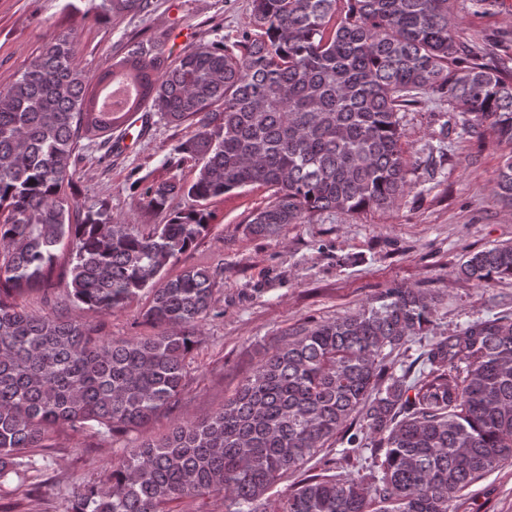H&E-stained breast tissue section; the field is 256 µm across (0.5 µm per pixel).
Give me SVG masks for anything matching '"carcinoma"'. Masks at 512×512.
<instances>
[{
    "label": "carcinoma",
    "mask_w": 512,
    "mask_h": 512,
    "mask_svg": "<svg viewBox=\"0 0 512 512\" xmlns=\"http://www.w3.org/2000/svg\"><path fill=\"white\" fill-rule=\"evenodd\" d=\"M150 0H100L99 17ZM454 0H251L235 49L198 44L163 72L162 33L90 78L76 36L62 34L0 90V482L37 469L66 426L102 438L155 420L183 392L193 330L211 315L219 272L167 267L210 228L206 202L249 185L273 191L247 234L267 237L317 212L388 209L412 187L399 112L427 93L448 101L465 133L489 125L512 144V71L464 41ZM194 128L174 148L189 183L152 184L139 202L167 223L141 230L69 196L84 145L129 113ZM493 196L512 205V155ZM72 245L59 262L58 246ZM457 275L478 286L512 279V244L467 254ZM66 281L90 311L116 313L147 290L154 336L108 340L94 326L35 314L16 299ZM435 296L386 289L375 304L288 333L224 408L181 422L78 487L67 512H169L224 494L227 512H258L270 488L301 478L272 512H452L462 492L512 462V318L476 321L434 342L412 382L388 353L433 322ZM374 439L361 480L304 471L323 448Z\"/></svg>",
    "instance_id": "obj_1"
}]
</instances>
